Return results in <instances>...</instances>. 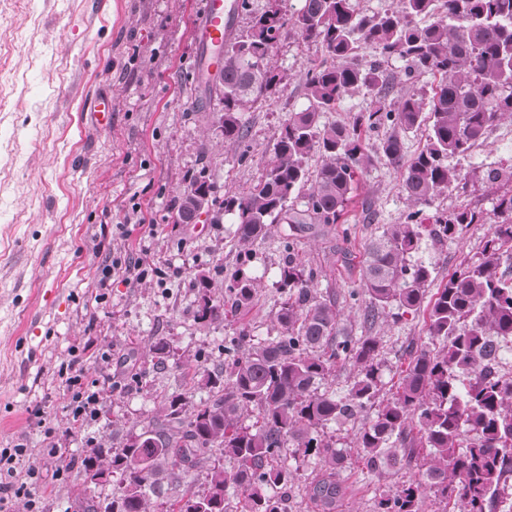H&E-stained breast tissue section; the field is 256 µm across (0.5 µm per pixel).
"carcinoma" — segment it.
Listing matches in <instances>:
<instances>
[{
  "label": "carcinoma",
  "instance_id": "1",
  "mask_svg": "<svg viewBox=\"0 0 512 512\" xmlns=\"http://www.w3.org/2000/svg\"><path fill=\"white\" fill-rule=\"evenodd\" d=\"M239 10L250 14V24L224 51V71L211 78L196 69L190 81L204 91L197 111H207L213 98L221 104L214 122L224 142L244 141L243 113L283 83L273 62L282 37L320 45L326 55L306 71V104L288 116L261 177L224 194L218 205L207 166H201L174 205V223H190L203 204L212 224L232 217L238 241L250 247L265 241L273 225H288L276 281L283 294L275 312L278 334L257 344L229 341L226 364L195 373L197 385L209 389L206 400L175 397L141 432L74 461L88 512H151L152 498L165 495L166 484L174 492L160 503L161 512H198L202 505L205 512H282L270 488L297 479L285 462L292 448L319 460L324 477L307 493L320 512H336V470L344 454L324 429L366 413L355 448L370 467H403L416 448L429 457L427 484L410 482L380 496L377 512H424L430 496L441 512H512L502 498L512 474V377L488 371L498 357L494 342H512V191L491 199L496 220L481 250L429 303L428 335L439 348L415 352L397 393L386 400L379 399L381 339L342 325L336 301L317 296L314 272L296 251L304 234L340 223L375 154L404 169L408 207L367 246L364 321L391 309L420 310L432 275L430 264L414 259L423 234L441 243L484 220L483 212L466 207L430 216L423 208L449 190L467 193L448 160L471 154L496 123L512 117V0H398L396 8L373 14L361 12L355 0H300L289 14L238 0L233 11ZM365 49L373 60L363 61ZM391 61L402 63L395 75L385 67ZM424 74L440 76L429 98L413 91L391 97L393 85ZM360 90L370 102L352 123L323 121ZM386 126L394 133L371 144L368 133ZM423 127L425 146L403 161L401 134ZM314 156L320 164L311 173ZM483 176L494 186L512 181V170L490 165ZM195 281L202 299L195 317L202 322L245 314L258 293L257 279L238 271L226 287V309L213 297L208 276ZM347 364L356 370L347 389L322 388ZM226 459L233 463L229 469ZM92 470L119 478L112 498L96 496L87 483ZM202 470L206 487L200 491L194 477Z\"/></svg>",
  "mask_w": 512,
  "mask_h": 512
}]
</instances>
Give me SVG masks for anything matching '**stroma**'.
Returning a JSON list of instances; mask_svg holds the SVG:
<instances>
[{
    "instance_id": "obj_1",
    "label": "stroma",
    "mask_w": 512,
    "mask_h": 512,
    "mask_svg": "<svg viewBox=\"0 0 512 512\" xmlns=\"http://www.w3.org/2000/svg\"><path fill=\"white\" fill-rule=\"evenodd\" d=\"M203 2L0 0V449L24 445L38 466V512H78L73 462L88 449L141 431L171 398H206L205 390L189 388L185 364L222 362L225 342L240 333L258 340L274 333L282 225L249 253L229 220L177 224L172 211L201 164L219 198L260 178L290 111L305 101L301 77L322 52L283 38L278 93L244 113L249 133L241 144L224 143L188 82L199 61L193 29ZM101 91L112 97L104 127L86 112ZM454 164L468 192L441 195L435 209L490 212L494 192L512 186L491 188L482 168L512 165V121L498 123ZM401 173L374 160L345 229L297 245L318 294L336 298L345 325L381 339L384 399L395 392L410 349L427 343V313L397 322L383 316L369 326L364 303L344 297L362 288L367 243L406 209ZM489 231V224H473L442 244L422 239L418 257L435 269L429 292L480 250ZM125 257L152 266L144 279L101 289L102 266ZM239 268L261 284L248 313L197 321L195 275L205 272L222 297ZM158 342L177 359L164 370L156 365ZM69 375L100 394L97 417L81 431L70 428ZM355 432L352 423L327 430L348 451L336 512H376L380 493L423 479L427 464L418 456L399 469L370 468L353 449Z\"/></svg>"
}]
</instances>
